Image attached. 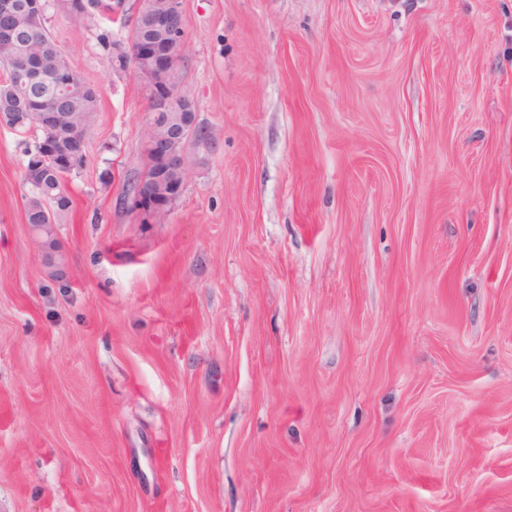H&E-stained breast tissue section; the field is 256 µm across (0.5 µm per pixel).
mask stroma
I'll return each instance as SVG.
<instances>
[{
  "instance_id": "stroma-1",
  "label": "stroma",
  "mask_w": 512,
  "mask_h": 512,
  "mask_svg": "<svg viewBox=\"0 0 512 512\" xmlns=\"http://www.w3.org/2000/svg\"><path fill=\"white\" fill-rule=\"evenodd\" d=\"M204 139L127 210L148 90L100 94L47 278L0 122V512H512V0H183Z\"/></svg>"
}]
</instances>
